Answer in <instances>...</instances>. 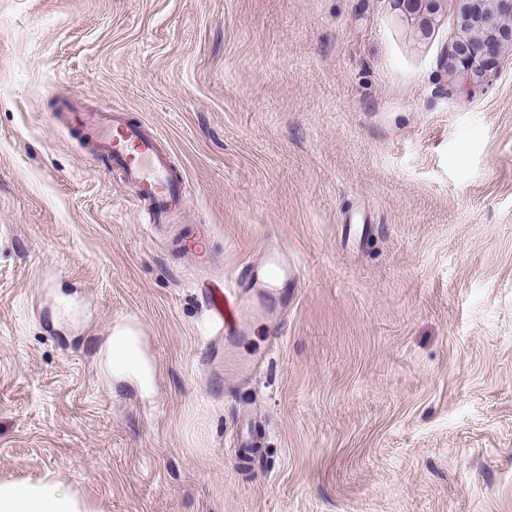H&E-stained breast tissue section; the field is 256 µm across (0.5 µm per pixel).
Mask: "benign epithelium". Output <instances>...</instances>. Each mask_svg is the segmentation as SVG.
I'll list each match as a JSON object with an SVG mask.
<instances>
[{
  "label": "benign epithelium",
  "mask_w": 512,
  "mask_h": 512,
  "mask_svg": "<svg viewBox=\"0 0 512 512\" xmlns=\"http://www.w3.org/2000/svg\"><path fill=\"white\" fill-rule=\"evenodd\" d=\"M498 20L512 31V0H470L466 15L469 38L456 44L446 64L471 68L482 58L497 52V39L493 34L483 33L486 20Z\"/></svg>",
  "instance_id": "1"
}]
</instances>
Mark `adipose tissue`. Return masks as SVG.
I'll list each match as a JSON object with an SVG mask.
<instances>
[{
    "instance_id": "obj_1",
    "label": "adipose tissue",
    "mask_w": 512,
    "mask_h": 512,
    "mask_svg": "<svg viewBox=\"0 0 512 512\" xmlns=\"http://www.w3.org/2000/svg\"><path fill=\"white\" fill-rule=\"evenodd\" d=\"M112 369L132 372L150 388L154 367L139 351V335L129 325L115 327L109 338ZM0 512H86L84 504L55 480L0 483Z\"/></svg>"
}]
</instances>
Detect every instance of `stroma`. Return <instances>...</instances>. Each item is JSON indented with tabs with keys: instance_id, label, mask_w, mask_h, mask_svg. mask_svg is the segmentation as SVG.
<instances>
[{
	"instance_id": "stroma-1",
	"label": "stroma",
	"mask_w": 512,
	"mask_h": 512,
	"mask_svg": "<svg viewBox=\"0 0 512 512\" xmlns=\"http://www.w3.org/2000/svg\"><path fill=\"white\" fill-rule=\"evenodd\" d=\"M467 5L0 0V481L89 512H512V38L447 70ZM68 102L159 138L183 223H142ZM271 249L300 280L246 375L203 288ZM118 324L150 393L112 377ZM109 355L113 371L117 374L131 371L145 390L150 389L154 367L140 353L139 335L134 327L124 325L114 328L109 338Z\"/></svg>"
}]
</instances>
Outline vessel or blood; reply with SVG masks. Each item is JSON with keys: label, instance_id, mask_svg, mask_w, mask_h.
<instances>
[{"label": "vessel or blood", "instance_id": "1", "mask_svg": "<svg viewBox=\"0 0 512 512\" xmlns=\"http://www.w3.org/2000/svg\"><path fill=\"white\" fill-rule=\"evenodd\" d=\"M81 119L86 136L97 152L122 172L125 182L133 189L148 223H169L186 209L190 197L183 179L175 175L167 154L155 137L117 111L103 120L88 113L82 114ZM266 293L262 283L243 270L230 283L210 282L205 297L211 326L223 335L225 350L234 349L249 332L242 312L243 296L251 294L261 302Z\"/></svg>", "mask_w": 512, "mask_h": 512}]
</instances>
